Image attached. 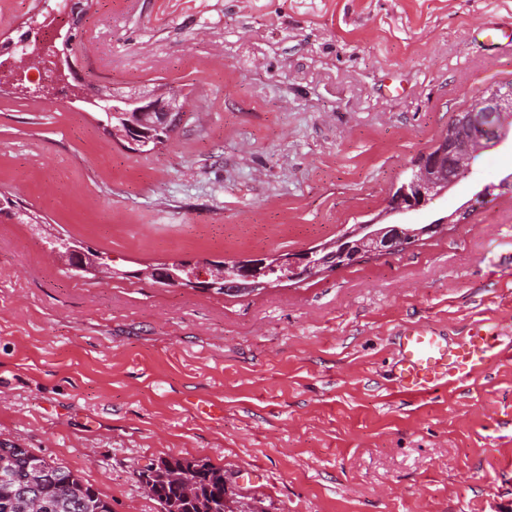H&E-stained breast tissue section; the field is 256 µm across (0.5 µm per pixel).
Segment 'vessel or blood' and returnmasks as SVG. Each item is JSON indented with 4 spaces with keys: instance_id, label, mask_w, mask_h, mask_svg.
I'll return each mask as SVG.
<instances>
[{
    "instance_id": "obj_1",
    "label": "vessel or blood",
    "mask_w": 512,
    "mask_h": 512,
    "mask_svg": "<svg viewBox=\"0 0 512 512\" xmlns=\"http://www.w3.org/2000/svg\"><path fill=\"white\" fill-rule=\"evenodd\" d=\"M500 355L497 333L481 323L455 342L436 331L407 325L399 331L393 380L407 395H426L443 382L469 377Z\"/></svg>"
}]
</instances>
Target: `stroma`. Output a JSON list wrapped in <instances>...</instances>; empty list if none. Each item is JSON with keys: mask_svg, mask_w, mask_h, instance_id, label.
<instances>
[{"mask_svg": "<svg viewBox=\"0 0 512 512\" xmlns=\"http://www.w3.org/2000/svg\"><path fill=\"white\" fill-rule=\"evenodd\" d=\"M45 0H0V40ZM503 31L487 42L486 23ZM93 84L167 83L189 109L135 157L73 103L0 86V193L128 268L245 258L378 217L454 113L512 80V0H89ZM512 137L428 208L470 223L245 297L70 275L0 219V441L55 461L112 512H160L139 470H224L253 512H512V359L399 397L394 337L512 329Z\"/></svg>", "mask_w": 512, "mask_h": 512, "instance_id": "obj_1", "label": "stroma"}]
</instances>
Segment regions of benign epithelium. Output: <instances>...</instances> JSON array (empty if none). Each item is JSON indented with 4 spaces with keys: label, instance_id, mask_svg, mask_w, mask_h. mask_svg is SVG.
Instances as JSON below:
<instances>
[{
    "label": "benign epithelium",
    "instance_id": "7a95c632",
    "mask_svg": "<svg viewBox=\"0 0 512 512\" xmlns=\"http://www.w3.org/2000/svg\"><path fill=\"white\" fill-rule=\"evenodd\" d=\"M83 4L73 3L67 16L53 14L44 25L54 29L53 40L73 43L74 34L81 31L86 12ZM31 61L48 79L39 92L50 94L58 76L72 68L63 51L53 49L38 53L22 52V61L11 62L7 79L23 94H31L27 85V66ZM73 102H79L107 116V129L112 139L149 142L169 134L176 122L187 112V99L178 89L165 84L130 88L120 85L98 87L87 95L75 89ZM476 111L458 112L448 131L411 165V173L401 189L388 196L382 217L404 216L442 197L468 172L473 157L493 143L506 137L507 122L512 120V93L494 86L474 100ZM471 204L466 203L451 214L430 224L388 223L355 224L335 240L316 247L286 254H255L247 260L224 262L207 268L191 258L177 259L165 268L122 270L109 265L89 267L95 248L86 243L53 235L47 247L70 270L87 271L102 281L112 279H162L171 288H196L213 293L249 296L267 286L265 276L270 269L280 267L290 281H306L339 269L354 266L370 256L393 257L417 246L423 237L444 233L448 226L468 223Z\"/></svg>",
    "mask_w": 512,
    "mask_h": 512
}]
</instances>
